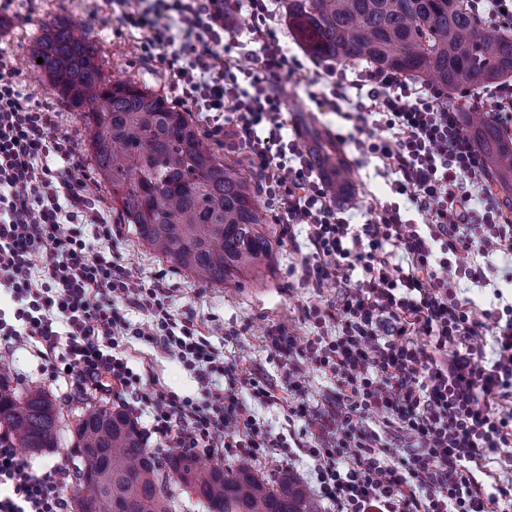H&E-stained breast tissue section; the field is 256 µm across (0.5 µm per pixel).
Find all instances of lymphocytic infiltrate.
<instances>
[{
  "mask_svg": "<svg viewBox=\"0 0 512 512\" xmlns=\"http://www.w3.org/2000/svg\"><path fill=\"white\" fill-rule=\"evenodd\" d=\"M112 13L140 32L142 54H162L184 100L207 112L208 135L231 137L245 151L265 196L277 208L301 263L298 288L336 298L303 308L316 330L305 347L275 327L268 348L286 369L284 384L224 363L205 322L177 312L164 273L144 281L114 261L113 228L96 201L72 180L81 158L56 131V115L23 94L0 51V291L15 305L0 311V341L34 343L54 375L125 400L149 413V432L167 448L221 461L263 452L317 463V492L336 512H486L512 504V476L487 483L491 456L512 459V306L474 315L457 290L484 288L494 274L512 282V217L492 188L483 157L441 91L388 70L347 73L322 64L321 104L340 112L350 90L371 109L361 115L368 153L394 174L392 193L407 198L421 223L399 205L350 224L332 207L283 118L285 99L270 86L288 65L268 25L273 0H112ZM248 11L257 69L242 65L244 42L225 37L231 14ZM248 87H241V80ZM475 103L512 128V83L484 89ZM94 226L87 238L86 226ZM145 317L131 328L126 314ZM494 327L484 346L486 327ZM134 331L193 371L202 401L163 390L150 364L133 371L119 339ZM423 335L426 345L414 342ZM329 376L330 395L311 402L305 368ZM279 405L305 423V435L277 436L257 419ZM381 418L382 430L367 426ZM75 474L57 464L34 469L9 435L0 436V512H70L64 490Z\"/></svg>",
  "mask_w": 512,
  "mask_h": 512,
  "instance_id": "obj_1",
  "label": "lymphocytic infiltrate"
}]
</instances>
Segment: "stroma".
<instances>
[{"label":"stroma","mask_w":512,"mask_h":512,"mask_svg":"<svg viewBox=\"0 0 512 512\" xmlns=\"http://www.w3.org/2000/svg\"><path fill=\"white\" fill-rule=\"evenodd\" d=\"M70 22L75 33L88 36L98 51L106 77L131 79L147 90L166 97L181 111L190 114L199 128H206L205 113L192 104L181 101L174 78L159 60L140 57L136 52V33L125 29L113 18L107 5H100L97 16H90L86 0H14L9 12H0V48L6 49L16 69V80L25 94L49 104L58 114L57 130L68 135L82 158L81 167L71 172L87 196L101 202L107 209L108 220H116L112 201L103 183L98 182L87 148L89 133L78 113L69 111L65 102L56 96L38 73L32 72L27 61L43 34V26L52 19ZM271 26L289 53L298 58V65L290 66L277 85L287 99L284 118L289 127L299 129V145L308 154L314 153L315 143L307 133L316 126L333 142L336 156L351 171V180L345 192L335 201L350 223L362 224L372 208L391 201L387 187L388 172L381 160L362 154L354 138L358 123L355 106L346 113L336 114L317 104L323 92L322 85L311 84L315 69L311 56L288 33L282 15H274ZM112 251L131 266L139 276L151 278L166 261L139 241L132 225H122L119 239ZM287 240L275 245L271 266L260 280L246 278L228 285H202L187 272L174 270L170 284L174 290L176 306L190 307L205 321V334L211 344L224 353L226 364L240 368L258 369L262 378L279 381L284 368L266 346L264 334L269 326L285 325L298 343H306L314 328L303 319L305 305H323L330 293L307 294L288 287V267L296 263ZM129 356L131 367L152 361L164 389L179 397L201 400V387L194 374L176 357L152 348L142 338L126 337L122 346ZM0 372L6 374L17 390L39 386L54 398L62 409V437L58 447L31 454L35 468L46 469L57 463L77 467L79 459L73 447L72 432L76 415L81 407L76 387L65 381H53L45 363L36 350L24 343L0 345Z\"/></svg>","instance_id":"35a3bbf8"}]
</instances>
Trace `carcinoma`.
Segmentation results:
<instances>
[{"label":"carcinoma","instance_id":"carcinoma-1","mask_svg":"<svg viewBox=\"0 0 512 512\" xmlns=\"http://www.w3.org/2000/svg\"><path fill=\"white\" fill-rule=\"evenodd\" d=\"M288 29L309 54L335 63L422 78L445 101L512 79V35L490 26L469 0H285ZM31 67L79 113L89 152L121 223L141 242L204 284H226L270 267L273 234L251 182L221 161L187 113L132 80H110L86 37L61 20L44 24ZM43 63H37V58ZM462 124L489 175L512 187V139L476 110ZM335 167L327 192L341 193L348 173ZM61 416L45 389L18 392L0 377V427L31 452L58 447ZM78 512H175L174 486L201 498L207 512H318L309 492L284 475L270 481L249 462L203 464L173 448L158 460L125 409L85 403L73 433Z\"/></svg>","mask_w":512,"mask_h":512}]
</instances>
